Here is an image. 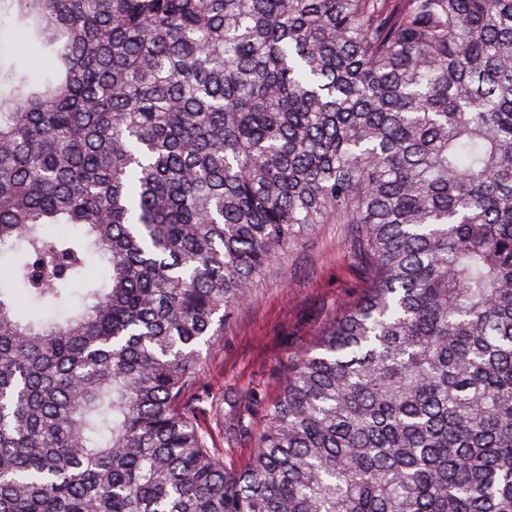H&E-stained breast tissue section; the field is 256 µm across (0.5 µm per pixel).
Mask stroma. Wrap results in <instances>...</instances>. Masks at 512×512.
Returning <instances> with one entry per match:
<instances>
[{
	"label": "stroma",
	"mask_w": 512,
	"mask_h": 512,
	"mask_svg": "<svg viewBox=\"0 0 512 512\" xmlns=\"http://www.w3.org/2000/svg\"><path fill=\"white\" fill-rule=\"evenodd\" d=\"M34 61L32 76L49 69L45 51L27 43L10 6L0 7V66L19 53ZM367 286L340 224H319L276 255L223 331L204 347L192 390L197 424L225 465L242 468L251 436L281 390L295 356L310 350Z\"/></svg>",
	"instance_id": "1"
}]
</instances>
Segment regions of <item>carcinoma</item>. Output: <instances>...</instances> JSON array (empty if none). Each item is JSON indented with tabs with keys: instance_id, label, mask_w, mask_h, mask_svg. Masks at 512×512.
<instances>
[{
	"instance_id": "cac0c4a2",
	"label": "carcinoma",
	"mask_w": 512,
	"mask_h": 512,
	"mask_svg": "<svg viewBox=\"0 0 512 512\" xmlns=\"http://www.w3.org/2000/svg\"><path fill=\"white\" fill-rule=\"evenodd\" d=\"M0 512H512V0H9ZM370 283L249 464L200 347L301 231ZM0 13V63L6 72L14 57L26 52L34 60V68L31 71L33 77L41 75L50 67V59L46 51L42 50L36 44L30 42L27 45L26 37L20 28L13 21V9L9 2L2 4Z\"/></svg>"
}]
</instances>
